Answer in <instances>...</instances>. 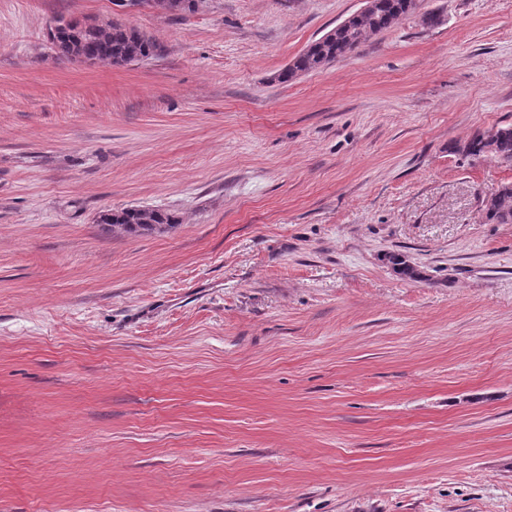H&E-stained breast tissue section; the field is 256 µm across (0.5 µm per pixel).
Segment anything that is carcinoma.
<instances>
[{
	"label": "carcinoma",
	"instance_id": "carcinoma-1",
	"mask_svg": "<svg viewBox=\"0 0 512 512\" xmlns=\"http://www.w3.org/2000/svg\"><path fill=\"white\" fill-rule=\"evenodd\" d=\"M140 5L165 12H193L198 0H137ZM414 11V0H371L365 11L350 17L343 24L311 42L275 80L287 83L354 52L367 38L376 35ZM49 38L55 54L76 61L80 59L107 64H125L152 56L156 43L139 29L112 21L105 24L82 25L76 20L56 21ZM454 152L471 160L492 157L506 168H512V124L479 132ZM483 214L489 224H512V183H505L483 200ZM97 223L112 234H135L172 228L179 217L167 210L153 208H122L101 213ZM388 261L403 276L417 280L423 273L404 256L392 253Z\"/></svg>",
	"mask_w": 512,
	"mask_h": 512
}]
</instances>
